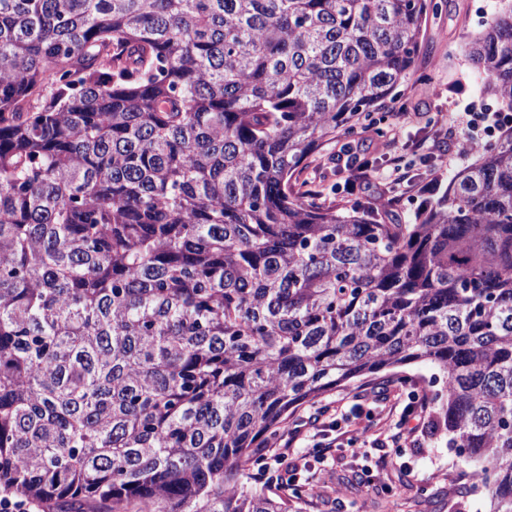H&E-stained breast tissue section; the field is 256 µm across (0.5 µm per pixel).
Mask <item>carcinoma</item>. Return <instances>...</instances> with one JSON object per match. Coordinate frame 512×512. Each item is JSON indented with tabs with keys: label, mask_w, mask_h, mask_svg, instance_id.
<instances>
[{
	"label": "carcinoma",
	"mask_w": 512,
	"mask_h": 512,
	"mask_svg": "<svg viewBox=\"0 0 512 512\" xmlns=\"http://www.w3.org/2000/svg\"><path fill=\"white\" fill-rule=\"evenodd\" d=\"M434 0H0V489L288 512L299 406L412 362L512 512V126L406 224L295 191L413 73ZM460 56L512 112V0Z\"/></svg>",
	"instance_id": "obj_1"
}]
</instances>
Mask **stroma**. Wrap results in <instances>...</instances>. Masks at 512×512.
I'll return each instance as SVG.
<instances>
[{"label":"stroma","instance_id":"35a3bbf8","mask_svg":"<svg viewBox=\"0 0 512 512\" xmlns=\"http://www.w3.org/2000/svg\"><path fill=\"white\" fill-rule=\"evenodd\" d=\"M478 30L473 0H447L430 14L414 74L400 97L386 112L373 114L355 135L337 136L309 156L297 176V188L349 205L373 207L389 224L408 222L428 198L429 186L447 180L464 162L462 143L449 115L469 111L471 101L482 95L473 71L456 53ZM347 149L371 159L379 173L354 194L346 190L348 172L340 160ZM447 390V379L438 368L410 363L397 367L395 373L358 380L299 407L289 417L288 427L304 426L317 406L328 404L337 418L350 420L359 429L367 420L354 416L357 398L381 393L396 407L380 423L382 429L392 430L414 394L429 398L419 447L406 449L401 459L391 448L369 449V462L381 464L370 484L362 479L351 449L331 451L321 463L317 487L289 494L293 512H491L489 498L472 488L476 465L464 464L448 445L440 414Z\"/></svg>","mask_w":512,"mask_h":512}]
</instances>
